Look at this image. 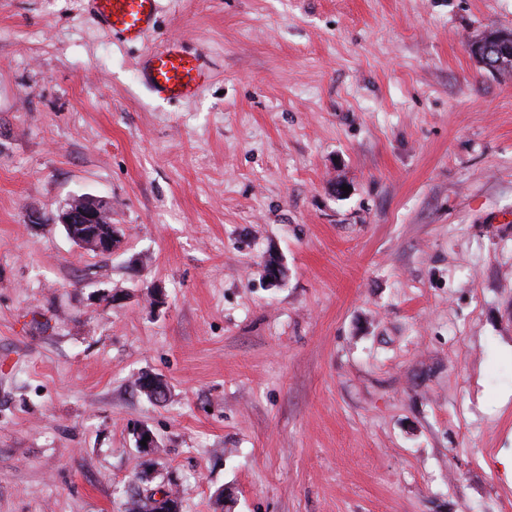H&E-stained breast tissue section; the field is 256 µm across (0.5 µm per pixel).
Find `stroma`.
<instances>
[{
    "mask_svg": "<svg viewBox=\"0 0 512 512\" xmlns=\"http://www.w3.org/2000/svg\"><path fill=\"white\" fill-rule=\"evenodd\" d=\"M492 31L512 0H159L135 45L0 0V512H127L141 425L183 512H512ZM172 36L209 69L188 103L137 76ZM75 194L112 254L55 223Z\"/></svg>",
    "mask_w": 512,
    "mask_h": 512,
    "instance_id": "obj_1",
    "label": "stroma"
}]
</instances>
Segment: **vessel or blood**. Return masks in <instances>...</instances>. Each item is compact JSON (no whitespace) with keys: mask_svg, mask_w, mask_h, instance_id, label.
Segmentation results:
<instances>
[{"mask_svg":"<svg viewBox=\"0 0 512 512\" xmlns=\"http://www.w3.org/2000/svg\"><path fill=\"white\" fill-rule=\"evenodd\" d=\"M99 21L122 41L136 44L154 29L158 0H90ZM139 76L157 96L175 101L195 98L209 73L202 55L187 53L167 40L142 62Z\"/></svg>","mask_w":512,"mask_h":512,"instance_id":"vessel-or-blood-1","label":"vessel or blood"}]
</instances>
